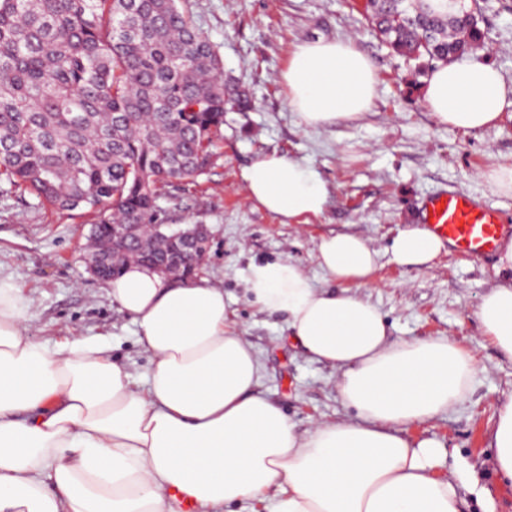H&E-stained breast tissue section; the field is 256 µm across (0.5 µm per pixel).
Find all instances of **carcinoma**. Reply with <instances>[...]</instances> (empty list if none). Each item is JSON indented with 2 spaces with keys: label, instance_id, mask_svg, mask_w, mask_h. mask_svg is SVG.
<instances>
[{
  "label": "carcinoma",
  "instance_id": "cac0c4a2",
  "mask_svg": "<svg viewBox=\"0 0 512 512\" xmlns=\"http://www.w3.org/2000/svg\"><path fill=\"white\" fill-rule=\"evenodd\" d=\"M365 20L407 61L481 42L456 0H367ZM224 79L182 0H0V182L40 206L97 214L87 266L112 262L105 224L158 223V201L213 164Z\"/></svg>",
  "mask_w": 512,
  "mask_h": 512
}]
</instances>
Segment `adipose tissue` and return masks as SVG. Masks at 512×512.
<instances>
[{"label":"adipose tissue","mask_w":512,"mask_h":512,"mask_svg":"<svg viewBox=\"0 0 512 512\" xmlns=\"http://www.w3.org/2000/svg\"><path fill=\"white\" fill-rule=\"evenodd\" d=\"M281 80L309 128L366 112L377 83L357 45L322 39L299 44ZM424 98L438 123L479 130L501 119L512 81L483 61L453 62L431 71ZM244 180L259 207L286 221L328 204L320 173L283 154L256 159ZM441 247L411 227L394 239L392 256L423 267ZM315 259L334 288L314 286L291 261L246 273L253 302L287 314L292 340L336 370L337 394L353 413L302 435L259 392L260 359L229 328L222 288L175 282L138 263L108 283L152 356L140 382L101 340L33 339L26 298L0 276V512H177L180 492L199 512H227L267 492L270 512H464L471 497L496 512L457 450L409 433L466 401L473 354L447 336L391 337L359 293L378 259L360 236L322 237ZM495 268L499 280L476 316L512 360V238ZM487 436L497 483L512 488V396Z\"/></svg>","instance_id":"obj_1"}]
</instances>
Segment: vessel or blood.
<instances>
[{"mask_svg":"<svg viewBox=\"0 0 512 512\" xmlns=\"http://www.w3.org/2000/svg\"><path fill=\"white\" fill-rule=\"evenodd\" d=\"M422 226L453 248L475 257L494 253L512 226L500 212L464 192L441 191L426 197L420 208Z\"/></svg>","mask_w":512,"mask_h":512,"instance_id":"b4317fda","label":"vessel or blood"}]
</instances>
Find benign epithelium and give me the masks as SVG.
I'll list each match as a JSON object with an SVG mask.
<instances>
[{"label": "benign epithelium", "instance_id": "obj_1", "mask_svg": "<svg viewBox=\"0 0 512 512\" xmlns=\"http://www.w3.org/2000/svg\"><path fill=\"white\" fill-rule=\"evenodd\" d=\"M136 228L134 224L112 225V234L124 238L125 247L121 255L132 260L147 250L146 242L131 237ZM157 228L164 229V233L170 235V240L178 242L176 252L173 254L153 255L146 265L154 268L168 277L182 279L191 278L204 261L206 250L209 249L210 235L202 224L190 225H157Z\"/></svg>", "mask_w": 512, "mask_h": 512}]
</instances>
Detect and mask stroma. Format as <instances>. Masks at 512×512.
<instances>
[{"label": "stroma", "instance_id": "stroma-1", "mask_svg": "<svg viewBox=\"0 0 512 512\" xmlns=\"http://www.w3.org/2000/svg\"><path fill=\"white\" fill-rule=\"evenodd\" d=\"M480 15L479 59L512 80V0H465ZM197 26L224 64V77L246 91L250 105L224 115V140L214 165L194 183L159 200L165 224H204L209 252L196 280L219 285L228 325L259 353V391L306 432L320 421L350 418L336 393L335 369L311 359L291 339L285 315L261 311L245 281L249 264L295 262L319 287L330 285L314 254L323 235L352 233L378 251L376 270L360 294L377 306L396 337H452L476 358L469 398L454 411L412 428L436 437L495 487L485 460L487 427L500 401L512 394V361L481 336L475 317L496 279L495 255L481 258L442 247L423 268L391 258L397 234L419 225L421 201L443 189L463 191L498 209L512 225V192L484 180L512 165V100L494 127L464 132L436 121L423 95L428 70L409 68L367 27L362 0H184ZM353 39L372 60L376 96L366 112L336 125L307 128L280 81L297 44ZM278 152L313 165L329 200L317 216L291 222L258 208L244 171L260 156ZM96 214L58 212L0 184V273L11 276L30 300V334L42 341L98 338L115 359L145 374L151 356L138 343L131 316L119 310L83 256Z\"/></svg>", "mask_w": 512, "mask_h": 512}]
</instances>
